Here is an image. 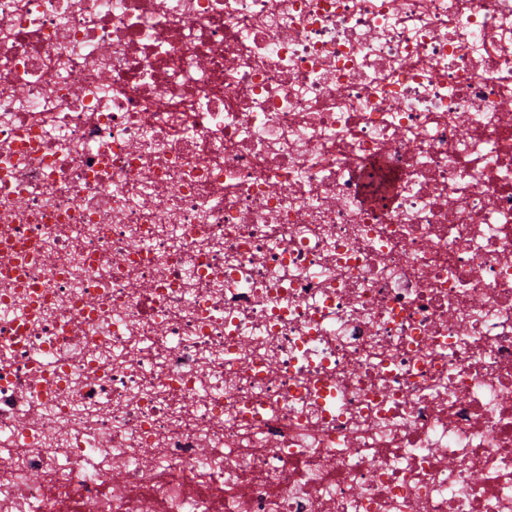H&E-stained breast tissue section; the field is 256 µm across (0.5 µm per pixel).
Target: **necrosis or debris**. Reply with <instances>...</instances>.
I'll return each mask as SVG.
<instances>
[{"label": "necrosis or debris", "mask_w": 512, "mask_h": 512, "mask_svg": "<svg viewBox=\"0 0 512 512\" xmlns=\"http://www.w3.org/2000/svg\"><path fill=\"white\" fill-rule=\"evenodd\" d=\"M0 512H512V0H0Z\"/></svg>", "instance_id": "1"}]
</instances>
